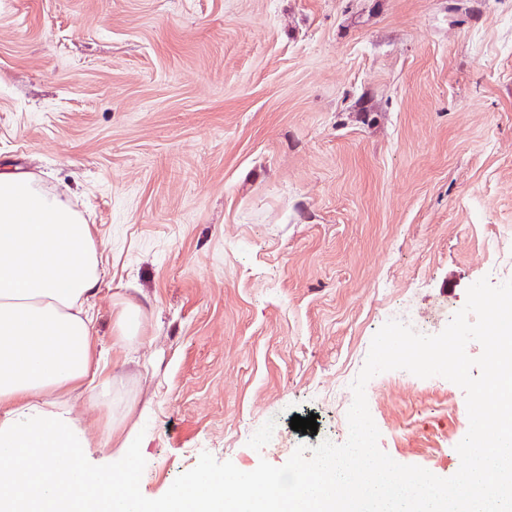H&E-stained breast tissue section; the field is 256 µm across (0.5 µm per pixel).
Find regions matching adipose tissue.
I'll return each mask as SVG.
<instances>
[{"instance_id": "obj_1", "label": "adipose tissue", "mask_w": 512, "mask_h": 512, "mask_svg": "<svg viewBox=\"0 0 512 512\" xmlns=\"http://www.w3.org/2000/svg\"><path fill=\"white\" fill-rule=\"evenodd\" d=\"M101 259L90 224L37 175L0 172V512H512V438L481 410L459 496L446 483L395 478L361 448L324 462L320 481L303 466L287 476L201 471L161 503L133 485L114 497L117 471L76 460L92 442L69 406L86 391L95 407L111 406L90 313Z\"/></svg>"}]
</instances>
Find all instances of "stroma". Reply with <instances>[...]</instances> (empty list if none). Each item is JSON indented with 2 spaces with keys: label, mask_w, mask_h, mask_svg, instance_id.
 <instances>
[{
  "label": "stroma",
  "mask_w": 512,
  "mask_h": 512,
  "mask_svg": "<svg viewBox=\"0 0 512 512\" xmlns=\"http://www.w3.org/2000/svg\"><path fill=\"white\" fill-rule=\"evenodd\" d=\"M10 170L103 244L94 340L141 496L284 465L348 433L381 326L443 331L512 236V0H0ZM366 388L382 451L458 471L459 386Z\"/></svg>",
  "instance_id": "obj_1"
}]
</instances>
